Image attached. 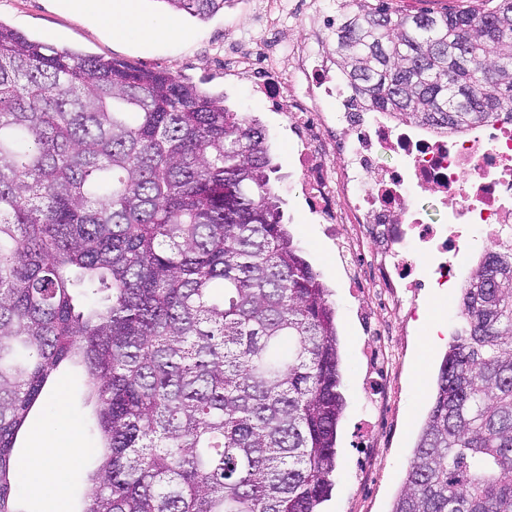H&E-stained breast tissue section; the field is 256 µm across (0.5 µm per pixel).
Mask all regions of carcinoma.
Wrapping results in <instances>:
<instances>
[{
    "label": "carcinoma",
    "mask_w": 512,
    "mask_h": 512,
    "mask_svg": "<svg viewBox=\"0 0 512 512\" xmlns=\"http://www.w3.org/2000/svg\"><path fill=\"white\" fill-rule=\"evenodd\" d=\"M204 20L230 0H162ZM330 62L360 107L450 133L512 116V0H350ZM263 127L166 71L0 24V512L13 449L85 368L82 512H319L343 413L336 311L280 210ZM461 321L391 512H512V249ZM392 10L403 13L418 11L462 10L472 6L473 0H383Z\"/></svg>",
    "instance_id": "cac0c4a2"
}]
</instances>
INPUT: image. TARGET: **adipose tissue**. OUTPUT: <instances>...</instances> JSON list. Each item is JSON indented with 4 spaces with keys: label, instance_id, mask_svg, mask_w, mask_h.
Returning a JSON list of instances; mask_svg holds the SVG:
<instances>
[{
    "label": "adipose tissue",
    "instance_id": "ef3b65f1",
    "mask_svg": "<svg viewBox=\"0 0 512 512\" xmlns=\"http://www.w3.org/2000/svg\"><path fill=\"white\" fill-rule=\"evenodd\" d=\"M71 6L91 14L114 36L127 37L144 33L154 37L178 36L181 26L172 18L159 25L144 21L140 14L123 6L106 7L104 0H69ZM78 451L77 444L62 445L51 440L42 441L34 455L22 462L18 476L31 490L39 492L49 488L55 491L56 512H63L64 496L61 492V469Z\"/></svg>",
    "mask_w": 512,
    "mask_h": 512
}]
</instances>
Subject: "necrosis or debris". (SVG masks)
Listing matches in <instances>:
<instances>
[{
    "label": "necrosis or debris",
    "instance_id": "1",
    "mask_svg": "<svg viewBox=\"0 0 512 512\" xmlns=\"http://www.w3.org/2000/svg\"><path fill=\"white\" fill-rule=\"evenodd\" d=\"M296 5L262 0L260 29L224 45L228 76L284 113L296 137L301 191L320 223L337 229V251L353 273L375 262L373 287L419 293L459 279L458 257L471 229L493 245L512 234V123L479 133L441 136L403 124L385 112L358 108L318 45H288L275 35ZM342 137L331 140L333 131ZM396 164L380 166L381 155ZM436 195L444 220L422 218L419 191ZM435 257L418 278L408 245Z\"/></svg>",
    "mask_w": 512,
    "mask_h": 512
}]
</instances>
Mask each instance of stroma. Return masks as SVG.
<instances>
[{"label":"stroma","instance_id":"stroma-1","mask_svg":"<svg viewBox=\"0 0 512 512\" xmlns=\"http://www.w3.org/2000/svg\"><path fill=\"white\" fill-rule=\"evenodd\" d=\"M153 23L178 17L184 29L176 39L150 43L117 39L87 14L63 8L60 0H0V22L30 38L85 55L116 58L146 69L166 70L224 103L258 120L266 132L269 152L279 171L275 189L287 222L303 255L330 290L345 371L341 392L344 410L337 428L336 470L321 512H391L402 488L426 417L433 405L435 381L447 343L458 325L461 290L442 288L412 297L400 291L399 311L378 314L380 336L369 330L368 311L376 303L374 288L353 287L338 257L336 240L311 214L301 194V171L294 152L295 137L279 112L269 111L263 98L246 85L225 78L224 42L233 31L253 26V0H232L210 18L173 14L163 0H132ZM439 325L441 344L424 348L425 327ZM382 351L381 368L366 362L368 345ZM81 367H69L46 394L64 408L71 425L48 427L40 409H33L18 438L15 457L27 459L36 432L58 442L77 440L80 452L63 475L65 503L74 506L85 492L89 473L98 465L97 440L90 430L93 406L85 391Z\"/></svg>","mask_w":512,"mask_h":512}]
</instances>
